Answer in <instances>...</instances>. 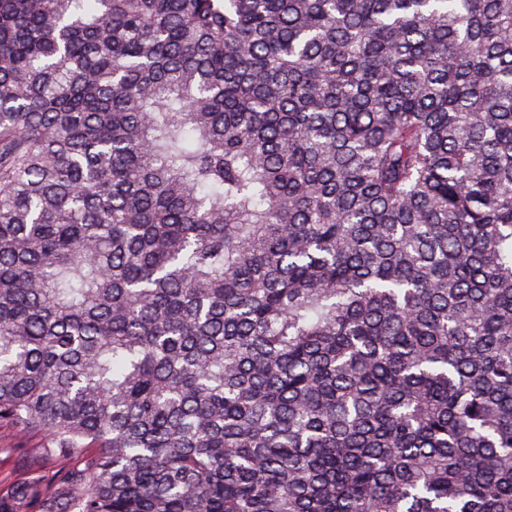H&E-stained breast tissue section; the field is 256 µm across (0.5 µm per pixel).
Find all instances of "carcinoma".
<instances>
[{"label":"carcinoma","mask_w":512,"mask_h":512,"mask_svg":"<svg viewBox=\"0 0 512 512\" xmlns=\"http://www.w3.org/2000/svg\"><path fill=\"white\" fill-rule=\"evenodd\" d=\"M0 512H512V0H0ZM40 439H19L8 429H0V496L22 478L38 479L48 471L82 468L80 454L66 458H47L36 449Z\"/></svg>","instance_id":"obj_1"}]
</instances>
